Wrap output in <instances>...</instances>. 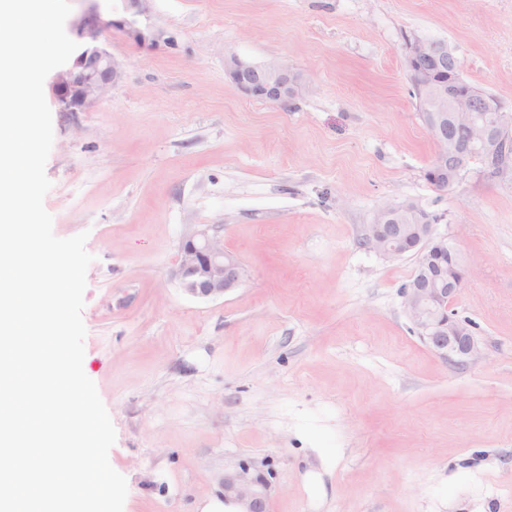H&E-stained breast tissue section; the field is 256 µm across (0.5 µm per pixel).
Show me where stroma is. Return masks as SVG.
Returning a JSON list of instances; mask_svg holds the SVG:
<instances>
[{
    "label": "stroma",
    "mask_w": 512,
    "mask_h": 512,
    "mask_svg": "<svg viewBox=\"0 0 512 512\" xmlns=\"http://www.w3.org/2000/svg\"><path fill=\"white\" fill-rule=\"evenodd\" d=\"M156 46L100 37L121 83L53 111L44 207L87 233L83 370L116 431L124 512H196L253 462L271 512H512V184L440 191L407 37L443 39L512 113V0H153ZM311 87L256 100L225 54ZM441 214L470 275L452 308L482 341L455 366L412 329L415 261L361 247L380 206ZM215 225L244 269L224 298L176 277Z\"/></svg>",
    "instance_id": "1"
}]
</instances>
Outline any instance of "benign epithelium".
Segmentation results:
<instances>
[{"mask_svg":"<svg viewBox=\"0 0 512 512\" xmlns=\"http://www.w3.org/2000/svg\"><path fill=\"white\" fill-rule=\"evenodd\" d=\"M122 2L120 16L103 13L96 3L72 26L79 48L56 70L51 84L60 111L81 112L122 80V61L99 42L103 29L123 30L138 45L158 41L159 33L153 27L139 26L134 20L150 13L152 0ZM450 59L456 56L444 40L416 35L406 39V69L429 76L421 120L434 144L441 147L433 156L429 183L438 190L452 188L475 162V144L483 149L482 165L490 176L512 183V124L502 121V106L485 89L476 85L462 88L451 79H432ZM224 70L239 90L257 100L286 104L310 92L282 61L254 65L227 54ZM461 104L478 112H494L496 119L489 124L472 117L474 128L469 137L459 140L448 126V113L458 111ZM211 230L212 225H201L178 249L176 277L187 294L202 300L224 297L241 284L244 275L239 260L224 252L223 240ZM361 246L388 260L416 259L414 273L403 288V303L417 334L436 354L457 366H465L481 354V341L471 324L455 317L451 309L467 270L448 239L435 233V224L426 222L410 202H391L378 210ZM270 487L268 478L247 463L224 475V499L238 503L241 512H269Z\"/></svg>","mask_w":512,"mask_h":512,"instance_id":"obj_1","label":"benign epithelium"}]
</instances>
